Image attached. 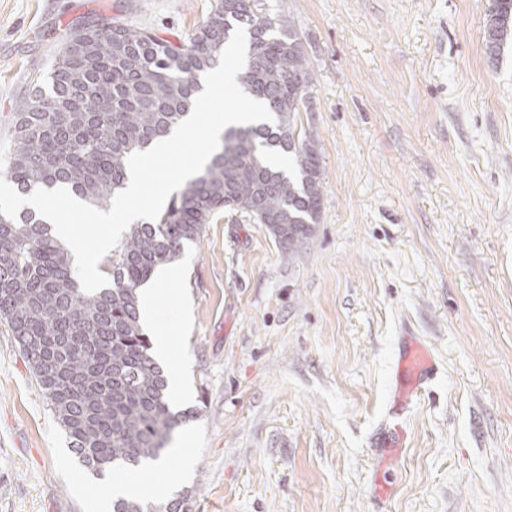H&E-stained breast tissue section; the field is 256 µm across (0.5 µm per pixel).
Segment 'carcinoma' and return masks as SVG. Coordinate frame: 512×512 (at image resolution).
Segmentation results:
<instances>
[{
    "label": "carcinoma",
    "mask_w": 512,
    "mask_h": 512,
    "mask_svg": "<svg viewBox=\"0 0 512 512\" xmlns=\"http://www.w3.org/2000/svg\"><path fill=\"white\" fill-rule=\"evenodd\" d=\"M248 36L237 82L273 121L231 125L201 174L152 223L133 224L106 259L108 287L79 288L72 260L30 211L0 214V322L23 355L71 448L97 474L114 464L157 459L183 421L151 355L138 289L200 239L218 208L269 225L292 260L321 217L317 142L293 136L310 111L314 73L301 32L265 0H214L206 19L178 43L134 22L100 19L75 28L48 74L10 113L5 174L30 193L66 185L106 208L129 179L128 157L168 136L183 120L200 77L218 64L235 27ZM512 40V0H494L485 25L490 59ZM288 160V168L275 159ZM112 512H155L137 499Z\"/></svg>",
    "instance_id": "cac0c4a2"
}]
</instances>
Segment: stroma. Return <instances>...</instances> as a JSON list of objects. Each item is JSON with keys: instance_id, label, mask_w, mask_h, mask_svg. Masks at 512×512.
<instances>
[{"instance_id": "obj_1", "label": "stroma", "mask_w": 512, "mask_h": 512, "mask_svg": "<svg viewBox=\"0 0 512 512\" xmlns=\"http://www.w3.org/2000/svg\"><path fill=\"white\" fill-rule=\"evenodd\" d=\"M214 0H0V137L87 16L177 39ZM491 0H267L305 34L321 220L288 259L217 209L159 295L194 418L166 469L192 512H512V42ZM436 375L394 409L402 347ZM400 428L402 453L377 455ZM0 324V512H107ZM485 25V48L489 59H496L501 49L512 41V0H493Z\"/></svg>"}]
</instances>
